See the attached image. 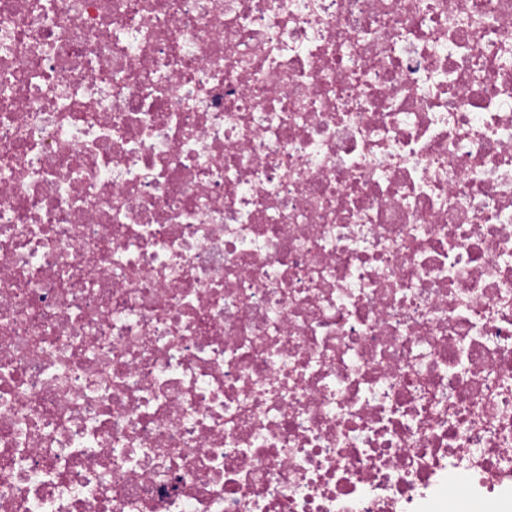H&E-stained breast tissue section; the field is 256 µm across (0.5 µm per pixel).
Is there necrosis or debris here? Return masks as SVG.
Segmentation results:
<instances>
[{"instance_id": "1", "label": "necrosis or debris", "mask_w": 512, "mask_h": 512, "mask_svg": "<svg viewBox=\"0 0 512 512\" xmlns=\"http://www.w3.org/2000/svg\"><path fill=\"white\" fill-rule=\"evenodd\" d=\"M512 512V0H0V512Z\"/></svg>"}]
</instances>
